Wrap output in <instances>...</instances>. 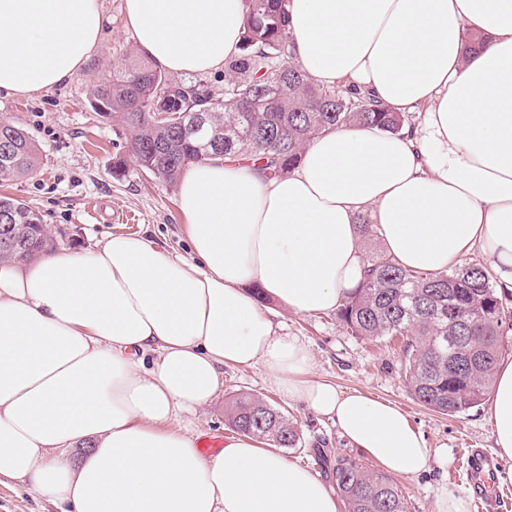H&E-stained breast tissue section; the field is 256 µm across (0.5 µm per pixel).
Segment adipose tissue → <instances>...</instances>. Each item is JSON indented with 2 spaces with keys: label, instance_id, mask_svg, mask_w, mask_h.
Returning a JSON list of instances; mask_svg holds the SVG:
<instances>
[{
  "label": "adipose tissue",
  "instance_id": "adipose-tissue-1",
  "mask_svg": "<svg viewBox=\"0 0 512 512\" xmlns=\"http://www.w3.org/2000/svg\"><path fill=\"white\" fill-rule=\"evenodd\" d=\"M292 60L317 84L418 113L412 136L319 135L288 175L190 166L177 193L189 255L118 233L94 251L0 265V476L63 512H343L318 475L235 433L207 458L190 415L228 366L335 420L391 475L435 452L391 402L310 378L299 338L256 296L311 315L363 278L359 218L400 266L443 272L481 249L512 288V0H288ZM140 51L179 73L237 53L245 0H125ZM99 0H0V93L69 80L96 48ZM481 36L467 47V35ZM494 440L512 459V361L497 369ZM91 443L76 466L61 456Z\"/></svg>",
  "mask_w": 512,
  "mask_h": 512
}]
</instances>
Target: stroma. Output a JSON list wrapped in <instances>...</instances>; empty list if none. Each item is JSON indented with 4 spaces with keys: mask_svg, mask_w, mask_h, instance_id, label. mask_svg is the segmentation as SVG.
I'll return each instance as SVG.
<instances>
[{
    "mask_svg": "<svg viewBox=\"0 0 512 512\" xmlns=\"http://www.w3.org/2000/svg\"><path fill=\"white\" fill-rule=\"evenodd\" d=\"M109 22L88 64L64 85L30 96L0 94V119L28 130L40 148L39 169L24 178L0 182V195L23 201L43 217L57 248L92 251L112 233H140L158 246L187 253L185 220L177 203V185L144 171L131 154L125 131L93 112L88 94L105 72L119 68L136 53V41L125 15V0H103ZM123 160L115 169V160ZM263 311L278 332L300 337L313 356L312 378L332 382L340 390L360 391L394 402L424 435L437 457L428 473L397 477L409 512H435L434 489L447 483L468 495L465 456L468 449L494 450L489 401L460 416L442 415L413 400L401 360L403 337L369 340L343 326L336 313L299 315L263 300ZM242 393L264 398L296 419L301 443L283 449L291 462L331 480L330 466L320 454L332 451L365 460L360 449L343 439L336 425L305 404L282 397L265 370L228 367L224 382L193 422L199 439L223 437L231 429L227 404ZM0 512H59L33 488L0 477Z\"/></svg>",
    "mask_w": 512,
    "mask_h": 512,
    "instance_id": "stroma-1",
    "label": "stroma"
}]
</instances>
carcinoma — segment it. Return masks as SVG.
I'll return each instance as SVG.
<instances>
[{"mask_svg": "<svg viewBox=\"0 0 512 512\" xmlns=\"http://www.w3.org/2000/svg\"><path fill=\"white\" fill-rule=\"evenodd\" d=\"M245 2L243 54L224 62L223 97L175 82L139 57L102 74L92 88L90 107L126 130L143 170L173 184L188 167L219 159L226 166L254 161L266 176L276 177L288 174L305 146L329 129L375 127L399 135L415 127L407 112L314 85L291 61L285 0ZM155 99L187 120L195 113L209 116L224 150L211 151L180 124L158 119ZM39 164L33 137L1 119L0 180L27 176ZM51 247L38 211L0 197V261L28 262ZM365 262L364 280L338 310L340 322L357 336L406 337L408 391L423 406L451 416L479 406L493 384L504 337L512 332V310L490 274L477 263L420 273L378 253ZM227 422L273 447L294 448L300 440L288 415L250 393L238 395L228 407ZM332 476L346 512H408L407 500L384 473L338 454Z\"/></svg>", "mask_w": 512, "mask_h": 512, "instance_id": "1", "label": "carcinoma"}]
</instances>
